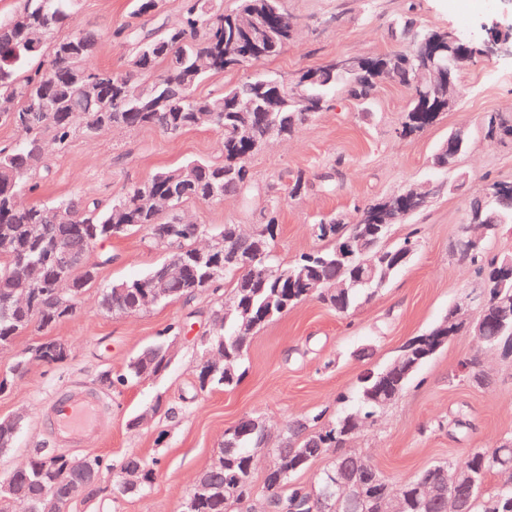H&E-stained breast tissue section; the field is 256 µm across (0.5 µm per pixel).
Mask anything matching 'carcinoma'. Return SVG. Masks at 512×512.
<instances>
[{
	"instance_id": "1",
	"label": "carcinoma",
	"mask_w": 512,
	"mask_h": 512,
	"mask_svg": "<svg viewBox=\"0 0 512 512\" xmlns=\"http://www.w3.org/2000/svg\"><path fill=\"white\" fill-rule=\"evenodd\" d=\"M75 3L22 0L19 9L0 18V103L9 102L14 108L12 112H0V125H12L21 133L17 142L0 146V239L7 240L0 246V302L7 301L19 275L35 292L33 307H15L0 314V348L12 346L28 329L46 337L17 356L14 373H24L33 361L54 365L64 360L55 350L59 341L48 335L76 313L83 295L97 281L99 267L112 263V256L104 254L96 264L63 269L42 257L43 252L57 245L87 254L108 239L141 231L147 247L164 251L173 247L185 256L192 254L200 239L221 234L232 243L240 260L264 250L262 266L270 270L267 277L242 271L234 264L211 278L206 269L190 261L184 279L170 283V293L163 299L165 303L181 301L190 305L204 291L215 294L227 288L211 312V328L199 337L218 358L219 368L208 387L226 390L235 388L242 379L240 369L249 345V341L240 340L242 314L253 318V329L257 330L313 297L343 315L411 260L412 255L405 250L417 251L419 237L415 232L383 250L376 246L354 258L339 255L349 235L378 239L391 233V224L355 222L338 235L334 227L324 230V225L334 221H323L314 225V232L326 246L283 263L274 250L273 217L253 225L248 234L237 224L214 230L180 217L186 202H210L215 190L222 198L243 194L250 186L246 161L256 153L254 142L262 140L271 125L289 137L311 117L298 110L290 94L276 112L257 109L251 113V139L245 140L238 134L240 105L257 103L263 95L278 90L270 84L275 76L250 75L221 92L197 93L208 76L229 68H253L288 47L293 40L292 22L283 0H236L230 10L224 9L221 0H182L179 13L157 27L123 25L117 35L123 39L128 56L124 68L116 72L93 66L99 37L77 23ZM252 15L265 18L267 27L245 26L243 17ZM417 52L418 45L414 44L408 51L388 52L378 61L387 77L414 91L412 78L420 64ZM309 72L315 74L316 82L307 90L322 101L323 110L338 92L352 100L359 94L375 92V81L360 62L344 71L329 63ZM205 112L215 113L210 128L224 136V162L188 160L148 176L147 180L155 182L156 191L165 193L169 191L165 176L193 166L192 182L178 191L166 210H143L134 185L109 201L73 195L52 207L21 202L22 196L38 192L49 176V149L63 150L78 134L91 140L106 130L151 127L176 137L199 127L198 118ZM485 127L489 137L512 135V125L495 115L486 118ZM499 186V182L491 184L469 203L468 212H481L487 222L482 245L471 250L465 238L457 241L461 261L477 267L490 301L512 297V278L502 285L497 275L504 257L489 254L495 227L512 225V191ZM19 254L30 256L29 264L21 269L16 265ZM148 278L146 274L103 289L98 299L100 309L112 315L135 309L141 292L138 285ZM338 281L345 283L341 291L333 288ZM228 303L241 308V313L224 316ZM449 327L451 322L443 320L427 333L410 339L404 345L407 362L363 372L356 403L334 420L324 423L318 413L289 421L279 445H263L260 430L264 426L255 417H244L225 434L219 454L198 477L190 494L193 512H232L234 508L241 512H261L265 508L279 512L280 506H288V499L302 488L293 483L295 475L317 458L331 454V467L322 472L316 485L306 488V494L313 496V512H322L321 497L336 491L330 476L340 468L353 475L362 489L363 497L355 512H387L396 497L402 499L403 512H448L450 495L459 498L468 512H512V436L503 438L494 454L486 448H473L461 458L444 462L443 466L466 472L474 479L452 486L437 464L420 471L411 481L393 483L375 467H361L357 454L336 453L353 437L354 422L374 424L402 395L419 366L446 344L444 337L456 335ZM510 335L512 316L503 319L498 311H489L484 317L483 335L477 339L479 350L462 360L459 368L468 369V373L460 372L458 377L474 387L486 386L488 377L479 352L511 351ZM134 362L115 377L105 376L103 382L124 386L163 375L169 368L164 342L149 345L134 357ZM260 450L271 456L272 465L258 490L253 483V464ZM96 462L99 471L114 473L143 466L155 470L159 464L156 458L143 459L135 454L112 467L100 458ZM86 466L84 458L39 451L17 480L29 496L33 512H41L42 500L80 477Z\"/></svg>"
}]
</instances>
